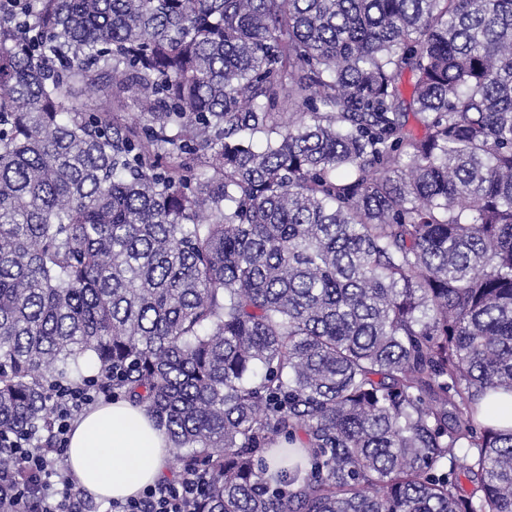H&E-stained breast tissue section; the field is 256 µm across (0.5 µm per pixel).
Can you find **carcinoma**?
Returning a JSON list of instances; mask_svg holds the SVG:
<instances>
[{"mask_svg":"<svg viewBox=\"0 0 512 512\" xmlns=\"http://www.w3.org/2000/svg\"><path fill=\"white\" fill-rule=\"evenodd\" d=\"M91 380L198 512H512V0L0 11V434ZM483 411L492 419L496 424L503 428H512V394H496L486 397L482 401Z\"/></svg>","mask_w":512,"mask_h":512,"instance_id":"cac0c4a2","label":"carcinoma"}]
</instances>
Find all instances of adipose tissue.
Here are the masks:
<instances>
[{
  "label": "adipose tissue",
  "instance_id": "adipose-tissue-1",
  "mask_svg": "<svg viewBox=\"0 0 512 512\" xmlns=\"http://www.w3.org/2000/svg\"><path fill=\"white\" fill-rule=\"evenodd\" d=\"M64 457L85 493L122 500L163 475L169 448L164 428L143 408L117 401L76 423Z\"/></svg>",
  "mask_w": 512,
  "mask_h": 512
}]
</instances>
